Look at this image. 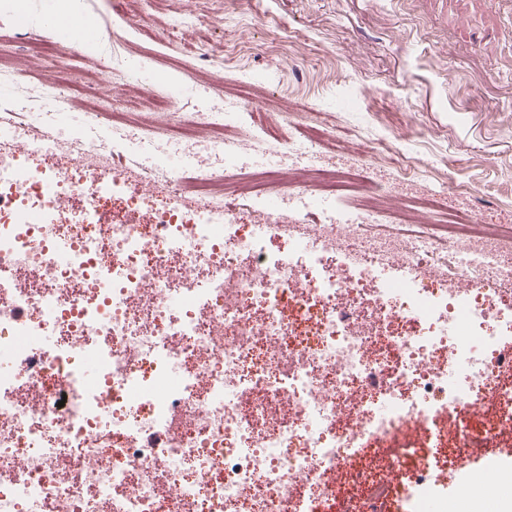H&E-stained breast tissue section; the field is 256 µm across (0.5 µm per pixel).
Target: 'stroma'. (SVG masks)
<instances>
[{
  "mask_svg": "<svg viewBox=\"0 0 512 512\" xmlns=\"http://www.w3.org/2000/svg\"><path fill=\"white\" fill-rule=\"evenodd\" d=\"M68 0H17L0 11V58L17 57L0 89V141L13 138L16 84L98 78L93 101L61 105L50 129L88 122L112 146L121 112L148 111L176 91L208 111L228 87L257 79L321 112L348 142L383 138L398 162L358 167L359 180L408 175L472 186L477 223L512 225V0H86L80 24L100 33L65 43ZM122 60L134 97L113 93L105 49Z\"/></svg>",
  "mask_w": 512,
  "mask_h": 512,
  "instance_id": "stroma-1",
  "label": "stroma"
}]
</instances>
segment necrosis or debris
<instances>
[{"label": "necrosis or debris", "instance_id": "1", "mask_svg": "<svg viewBox=\"0 0 512 512\" xmlns=\"http://www.w3.org/2000/svg\"><path fill=\"white\" fill-rule=\"evenodd\" d=\"M116 132L159 156L177 144L185 172L145 166L108 187L92 135L27 124L0 143V512H295L331 496L349 431L505 387L511 237L464 238L436 286L392 279L387 266L438 259L447 240L424 215L370 235L403 223L395 202L349 213L340 189L307 196L326 169L320 113H184L168 94ZM243 145L280 152L254 174L265 223L337 209L280 248L245 230L221 183Z\"/></svg>", "mask_w": 512, "mask_h": 512}]
</instances>
